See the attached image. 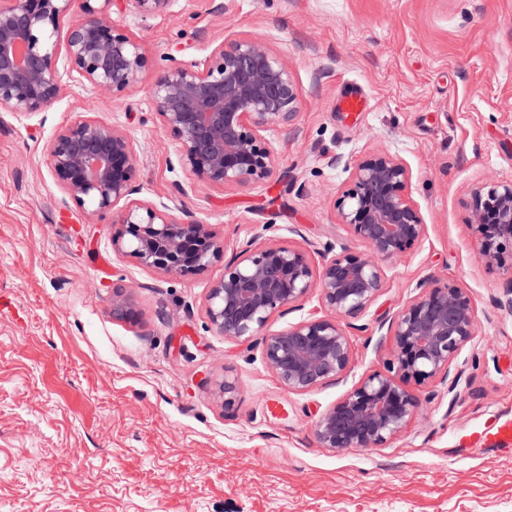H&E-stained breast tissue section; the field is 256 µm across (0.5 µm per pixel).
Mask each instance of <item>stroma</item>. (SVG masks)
Here are the masks:
<instances>
[{
	"label": "stroma",
	"instance_id": "35a3bbf8",
	"mask_svg": "<svg viewBox=\"0 0 512 512\" xmlns=\"http://www.w3.org/2000/svg\"><path fill=\"white\" fill-rule=\"evenodd\" d=\"M173 0L144 17L114 9L147 65L138 85L102 96L69 72L45 112L0 107V512H512V449L470 441L512 416V309L505 277L477 258L463 201L512 181V0ZM260 37L288 61L299 114L268 132L271 179L224 188L178 159L151 107L170 55L202 61L227 38ZM362 97L360 112L342 100ZM122 126L134 142L139 200L190 210L224 252L169 276L112 248V215L87 214L57 185L45 146L78 119ZM385 150L412 172L423 241L385 265L387 286L347 329L354 365L297 394L264 363L262 338L216 335L212 283L247 245L364 251L334 204L349 163ZM435 277L466 288L477 335L459 355L461 394L427 401L387 447H318L321 413L385 371V323ZM136 319L112 318V288ZM238 395L224 407V377Z\"/></svg>",
	"mask_w": 512,
	"mask_h": 512
}]
</instances>
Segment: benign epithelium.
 I'll use <instances>...</instances> for the list:
<instances>
[{"label": "benign epithelium", "instance_id": "obj_1", "mask_svg": "<svg viewBox=\"0 0 512 512\" xmlns=\"http://www.w3.org/2000/svg\"><path fill=\"white\" fill-rule=\"evenodd\" d=\"M118 0H3L0 3V105L31 118L63 93L65 57L93 89L111 95L135 87L147 56L112 18ZM143 15L166 12L172 0H130ZM160 124L178 143L179 159L212 185L232 188L271 178L275 154L264 134L293 122L299 95L288 62L256 37L225 39L209 60L170 57L150 89ZM52 174L66 196L91 212L114 211L112 247L170 275L205 270L223 252L208 225L185 210L134 200L136 153L119 125L79 119L57 129L46 144ZM412 174L397 156L374 151L354 162L337 204L340 223L366 246L327 255L313 267L298 248L268 244L245 249L209 288L206 316L218 336L247 340L283 308L318 293L325 314L313 315L263 338L266 367L290 392L310 391L345 377L353 351L345 321L370 308L387 285L384 263L420 243L426 224L410 191ZM479 235L478 259L506 269L512 308V181L474 187L466 202ZM394 317L392 359L354 385L317 419L320 447L334 453L384 448L418 415L421 396L406 384L448 383L457 394L461 351L477 335L467 289L436 278ZM131 297L112 289V318L131 317ZM236 383L218 384L228 408Z\"/></svg>", "mask_w": 512, "mask_h": 512}]
</instances>
